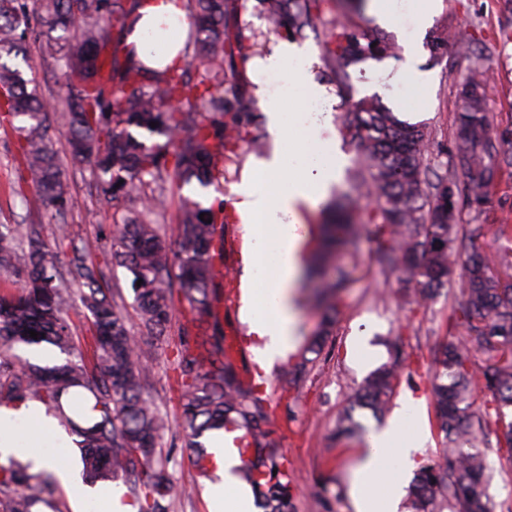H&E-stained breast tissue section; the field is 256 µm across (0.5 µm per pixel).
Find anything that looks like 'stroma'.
Wrapping results in <instances>:
<instances>
[{
    "label": "stroma",
    "mask_w": 512,
    "mask_h": 512,
    "mask_svg": "<svg viewBox=\"0 0 512 512\" xmlns=\"http://www.w3.org/2000/svg\"><path fill=\"white\" fill-rule=\"evenodd\" d=\"M393 23L386 26L396 45L393 56L368 59L351 67V80L340 87L328 83L322 62H315L312 72L316 81L324 83L332 103V112L323 122L321 136L335 142L345 164L340 180L330 194L331 200L356 196L352 178L354 149L341 134L345 118L343 100L378 96L394 112L405 119L424 124L430 134L429 149L440 159L449 158L454 149V117L459 110L458 84L475 66H483L487 84L485 104L491 123V136L501 155L490 190L489 202L480 214L462 210L460 234L491 254L512 261V235L493 237V225H512V0H442L434 25H447L450 35L441 57L431 56L427 44L429 30L416 26L410 0H392ZM418 45V67L432 76L429 87L409 86L410 93L398 95L406 80L400 72L404 53L410 45ZM16 138L8 129L0 128V224H40L52 230L56 223L66 224L72 238L99 243L109 249L108 233L114 222L130 217L129 207L113 208L100 194L89 170L66 167L71 185L73 205L62 216L31 209L28 200L33 188L16 196L9 190L17 175ZM378 241L377 227L359 225L350 244L323 258L320 280L300 279L296 292L300 308L301 335H312L319 327L323 311L315 298L319 281H341L340 310L333 334L320 359L301 382H294L293 357L278 361L271 369H263L256 357L261 342L241 316V299L224 293L219 315L226 338L244 337L247 349L234 355L243 378L261 375L263 388L277 409L269 426L282 442V453L288 460L294 485L296 512H351L347 497V475L363 442L358 438L331 439L336 419L347 407L351 387L361 383L388 358L384 342L388 337H402L405 343L401 384L397 398H412V424L423 425L427 440L420 456H434L441 438L433 425L434 411L426 389L424 360L434 344L449 336L448 317L462 278L454 273L447 296L416 308L405 304L416 283L408 275L384 273L374 250ZM368 338L372 358L360 364L354 358L352 341ZM172 346L156 343L149 360L151 375L148 391L160 409L174 413L175 402L169 385ZM167 467L174 479L193 484L196 472L183 446L178 426H170L162 439Z\"/></svg>",
    "instance_id": "stroma-1"
}]
</instances>
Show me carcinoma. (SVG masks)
<instances>
[{
	"instance_id": "1",
	"label": "carcinoma",
	"mask_w": 512,
	"mask_h": 512,
	"mask_svg": "<svg viewBox=\"0 0 512 512\" xmlns=\"http://www.w3.org/2000/svg\"><path fill=\"white\" fill-rule=\"evenodd\" d=\"M146 0H0V124L18 134V188L31 185L37 209L62 214L72 203L50 131L66 130L70 163L88 167L105 200L135 204L133 216L113 224L110 260L128 273L139 320L134 334L124 299L103 286L104 271L90 259L92 244H71L64 224L53 238L29 224H0V405L39 401L77 436L82 475L94 484L124 478L138 512H172L195 486L168 475L160 438L168 416L146 395L152 340L169 335L174 292L188 302L191 324L175 344V421L191 463L201 476L215 456L202 439L213 432L252 439V457L238 469L261 512H293L292 477L279 440L268 428L271 403L261 386L242 379L224 347L216 305L223 281L224 163L240 144L263 146L254 99L238 76L254 54L255 34L243 35L240 0H180L194 23L179 66L148 69L126 51L136 6ZM334 0H258L270 32L283 39L314 34L321 60L336 84L349 67L394 53L393 39L370 34ZM61 64L62 93L44 97L33 79L2 62L26 56L29 41ZM455 151L449 168L461 175L467 206L487 203L499 157L485 112V80L472 71L457 89ZM343 135L356 149L357 189L368 199L371 223L382 225L377 262L386 272L409 274L417 284L407 303L423 307L440 294L457 265L463 276L449 317L452 330L428 363V389L438 454L415 471L408 512H503L487 493L493 479L478 445L512 457V286L502 277L512 263L457 235L456 196L428 181V134L369 97L344 102ZM156 126H150V123ZM196 184L218 195L209 204L182 189ZM178 200L174 247L159 224ZM141 285H136L137 281ZM78 287L84 319L69 316L71 286ZM339 283L322 285L327 312L302 346L293 370L302 379L332 335ZM38 332L37 338L30 331ZM403 342H388L390 358L349 396L336 421V438L364 432L355 410L379 416L400 384ZM490 395L479 405L476 390ZM67 512L53 475L32 472L18 460L0 467V512Z\"/></svg>"
}]
</instances>
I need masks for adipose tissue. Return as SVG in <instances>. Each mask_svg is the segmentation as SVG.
Returning a JSON list of instances; mask_svg holds the SVG:
<instances>
[{
	"instance_id": "ef3b65f1",
	"label": "adipose tissue",
	"mask_w": 512,
	"mask_h": 512,
	"mask_svg": "<svg viewBox=\"0 0 512 512\" xmlns=\"http://www.w3.org/2000/svg\"><path fill=\"white\" fill-rule=\"evenodd\" d=\"M188 20L177 0H151L141 8L128 37L136 59L150 68L180 63ZM312 53L285 40L272 44L255 66V95L266 115L273 142L268 154L253 159L231 192L254 248L246 263L243 314L262 341L258 356L274 364L298 345L297 279L302 267L301 209L326 198L339 181L344 160L335 144L322 143L310 107L326 100V89L314 81ZM283 77L295 93L292 103L271 96L268 77ZM274 255V278L259 291L257 272L267 255ZM426 440L422 426L411 425L405 408L395 409L387 425L373 429L359 452L348 493L353 512H397L403 487ZM70 440L45 412L43 404L28 403L17 410L0 408V454L32 460L36 467L53 469L61 482H75L63 448ZM223 483L209 491V512H251L252 499L235 486L233 468L241 460L235 448L218 455Z\"/></svg>"
}]
</instances>
